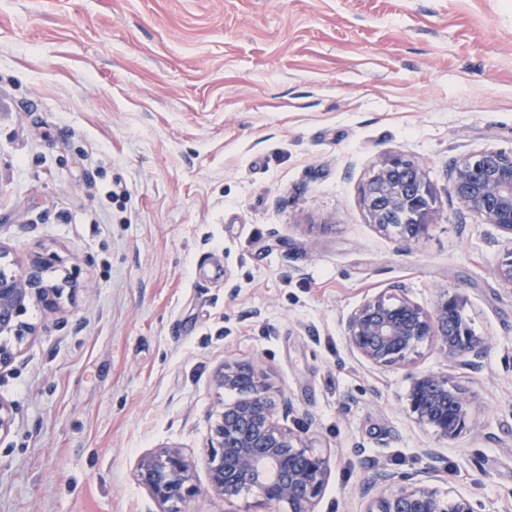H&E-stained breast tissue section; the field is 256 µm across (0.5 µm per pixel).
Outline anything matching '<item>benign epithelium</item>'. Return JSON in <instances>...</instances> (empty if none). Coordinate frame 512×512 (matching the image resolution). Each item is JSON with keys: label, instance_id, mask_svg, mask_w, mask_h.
<instances>
[{"label": "benign epithelium", "instance_id": "1", "mask_svg": "<svg viewBox=\"0 0 512 512\" xmlns=\"http://www.w3.org/2000/svg\"><path fill=\"white\" fill-rule=\"evenodd\" d=\"M451 193L464 209L481 215L512 236V153L485 149L456 162L450 172ZM369 223L402 241L428 235L435 215V194L425 166L398 154L384 157L361 189ZM51 258L33 255L17 271L0 272V334L21 339L35 327L22 319L36 304L49 313L63 310V290L47 273ZM459 299L440 295L432 308L412 301L403 288H388L365 299L343 321L351 351L373 367L405 365L423 345L471 369L480 366L487 343L455 320ZM406 400L415 422L443 440H456L470 420L467 392L443 373H411ZM217 390L235 397L222 403L209 425L206 457L209 482H195V463L177 447H162L137 460L134 477L158 512H187L206 492L226 503L255 496L267 512H318L330 472L329 458L318 452L306 429L289 421L292 401L250 359L224 363L212 374ZM14 423L11 404L0 398V438ZM427 466L412 472L386 467L373 470L359 489L364 512H485L469 495L441 490L439 453L424 450Z\"/></svg>", "mask_w": 512, "mask_h": 512}]
</instances>
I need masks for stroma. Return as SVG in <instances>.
I'll list each match as a JSON object with an SVG mask.
<instances>
[{
  "label": "stroma",
  "instance_id": "1",
  "mask_svg": "<svg viewBox=\"0 0 512 512\" xmlns=\"http://www.w3.org/2000/svg\"><path fill=\"white\" fill-rule=\"evenodd\" d=\"M512 152V0H0V266L53 255L64 311L0 397V512H156L135 480L162 446L208 495L211 376L257 360L331 471L319 512H363L373 466L439 448L449 488L512 512V239L458 208L449 169ZM389 154L423 163L437 213L405 244L369 224L360 189ZM458 296L488 349L478 369L433 348L373 368L341 321L390 285ZM471 399L453 443L415 423L407 373Z\"/></svg>",
  "mask_w": 512,
  "mask_h": 512
}]
</instances>
